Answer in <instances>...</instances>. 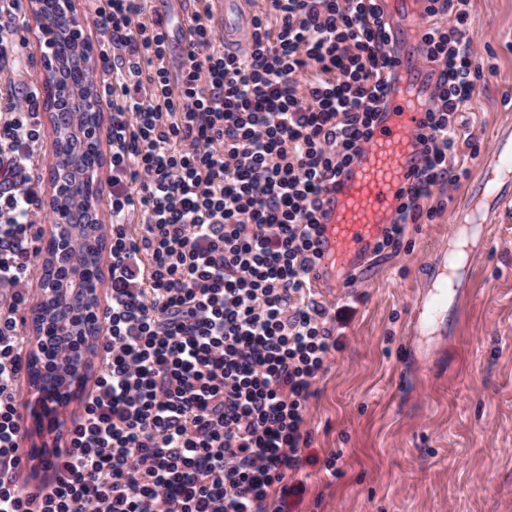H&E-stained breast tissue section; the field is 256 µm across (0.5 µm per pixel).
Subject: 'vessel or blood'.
Instances as JSON below:
<instances>
[{
    "label": "vessel or blood",
    "mask_w": 512,
    "mask_h": 512,
    "mask_svg": "<svg viewBox=\"0 0 512 512\" xmlns=\"http://www.w3.org/2000/svg\"><path fill=\"white\" fill-rule=\"evenodd\" d=\"M249 0H222L218 23L225 42L243 33ZM171 24L177 54L188 48L193 11L190 0H177ZM395 61L384 104L369 139L320 195L321 235L315 270L324 295L339 297L368 263L373 247L392 224L401 195L420 164L419 136L425 112L434 104L432 70L419 63L417 38L424 0H377ZM512 213V127L499 128L482 160L481 174L468 190L459 212L453 241L468 254H481L491 244L487 225ZM465 263H452L447 250L435 252L424 269L423 292L415 303L410 331L430 336L448 309L450 282L466 277Z\"/></svg>",
    "instance_id": "1"
}]
</instances>
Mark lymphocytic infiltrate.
<instances>
[{
	"mask_svg": "<svg viewBox=\"0 0 512 512\" xmlns=\"http://www.w3.org/2000/svg\"><path fill=\"white\" fill-rule=\"evenodd\" d=\"M101 102L111 114L112 301L101 372L57 453L50 490L20 486L13 388L24 369L16 314L38 248L42 200L26 177L40 140L38 86L9 96L0 161V512H277L298 470L316 384L337 349L310 273L319 195L369 138L391 55L376 0H266L245 45L220 49L195 12L171 77L168 28L145 0H94ZM420 39L437 72L421 165L375 252L429 224L469 175L479 138L469 0H426ZM140 212L141 235H131ZM144 255L143 287L131 259Z\"/></svg>",
	"mask_w": 512,
	"mask_h": 512,
	"instance_id": "f902f5d3",
	"label": "lymphocytic infiltrate"
}]
</instances>
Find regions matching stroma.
<instances>
[{"label": "stroma", "instance_id": "obj_1", "mask_svg": "<svg viewBox=\"0 0 512 512\" xmlns=\"http://www.w3.org/2000/svg\"><path fill=\"white\" fill-rule=\"evenodd\" d=\"M469 10L484 71L462 115L487 151L512 124V0H469ZM37 27L26 9L0 32L17 61L0 71V92L47 88ZM467 189L451 190L433 223L408 225L398 252L371 260L337 299L340 346L311 401L282 512H512V220L489 225L491 246L474 258L446 334L409 333L421 272Z\"/></svg>", "mask_w": 512, "mask_h": 512}]
</instances>
